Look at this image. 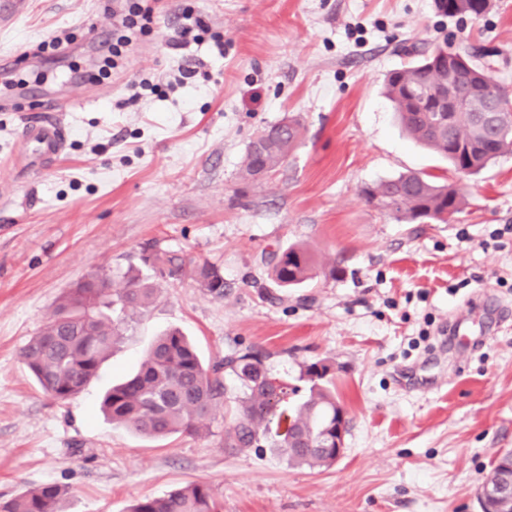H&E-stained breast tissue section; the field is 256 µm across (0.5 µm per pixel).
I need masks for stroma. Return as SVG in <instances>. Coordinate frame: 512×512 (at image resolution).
<instances>
[{
  "label": "stroma",
  "instance_id": "stroma-1",
  "mask_svg": "<svg viewBox=\"0 0 512 512\" xmlns=\"http://www.w3.org/2000/svg\"><path fill=\"white\" fill-rule=\"evenodd\" d=\"M158 24L118 74L99 78L110 0H16L0 13V53L70 37L66 56L18 64L0 89V500L44 484L65 488L63 512H126L144 496L212 484L224 512H481L478 489L512 450V153L459 177L400 126L383 82L413 63L403 46L488 49L484 62L512 95V0L451 16L438 0H155ZM191 7L224 38L176 47L170 20ZM204 75L168 87L178 67ZM159 78L132 99L130 85ZM74 90L62 113L68 145L40 167L22 122L47 96ZM294 116L288 159L243 179L250 142ZM462 182L448 222L403 224L362 187L406 172ZM300 245L315 275L278 287L265 261ZM158 247L224 274L217 297L191 279L141 265ZM157 298L79 395L59 404L20 352L60 298L92 274L123 286L127 271ZM467 328L446 337L453 320ZM176 327L208 365L235 350L266 353L273 377L332 366L348 413L345 452L323 468L224 445L236 384L199 434L151 439L99 410L154 338Z\"/></svg>",
  "mask_w": 512,
  "mask_h": 512
}]
</instances>
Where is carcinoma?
<instances>
[{
	"label": "carcinoma",
	"instance_id": "carcinoma-1",
	"mask_svg": "<svg viewBox=\"0 0 512 512\" xmlns=\"http://www.w3.org/2000/svg\"><path fill=\"white\" fill-rule=\"evenodd\" d=\"M449 15H479L489 0H438ZM420 60L389 74L385 93L394 104L397 119L420 144L442 155L454 169L470 175L483 170L494 158L512 152V110L503 112L506 130L488 140L472 118L475 106L498 107L508 102L489 69L475 61L488 55L476 46L448 50L433 46L422 50L404 47ZM460 69L458 91L469 96V107L450 113L448 104L434 91L448 82V66ZM270 141L259 152L249 146L243 161V176L255 180L283 164L302 135L298 119L289 118L262 129ZM362 194L375 208L405 223L445 221L464 202L462 187L438 182L409 172L366 187ZM140 261L165 278L190 276L216 297L224 296V275L209 263L186 267L177 254L161 249L144 251ZM272 275L281 288H296L312 278L314 262L304 249L290 246L271 254ZM106 277L90 276L78 282L59 303L55 313L22 349L21 360L40 389L57 402L79 394L97 375L102 361L121 341V324L129 315L149 307L155 299L153 285L137 275L111 293ZM331 366L312 362L302 366L300 380L305 395L287 413L289 395L299 387L276 384L269 377L266 358L251 350L233 351L224 364L206 366L195 346L178 329L159 336L143 356L138 370L112 386L103 401V412L116 424L148 438L177 434L194 435L212 416L225 386L220 373L235 376L243 388L237 397L234 424L224 432V447L244 450L263 442L290 465L326 467V457L317 447L325 429L336 424V396L328 386ZM65 489L44 484L6 501L0 512H60ZM126 512H224V502L215 488L201 481L178 487L160 497L136 499Z\"/></svg>",
	"mask_w": 512,
	"mask_h": 512
}]
</instances>
